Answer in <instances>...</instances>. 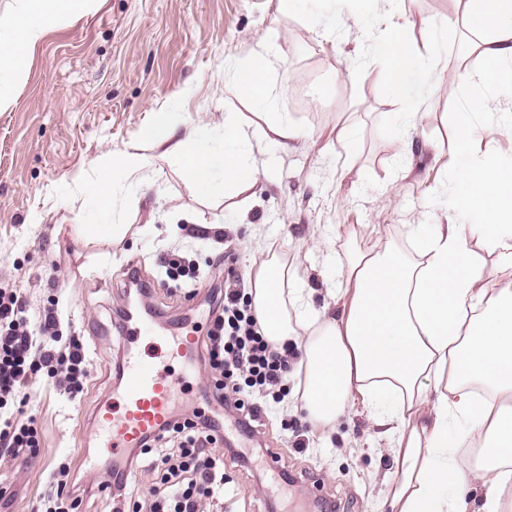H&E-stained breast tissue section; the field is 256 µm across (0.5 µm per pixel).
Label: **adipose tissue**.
<instances>
[{
	"label": "adipose tissue",
	"instance_id": "ef3b65f1",
	"mask_svg": "<svg viewBox=\"0 0 512 512\" xmlns=\"http://www.w3.org/2000/svg\"><path fill=\"white\" fill-rule=\"evenodd\" d=\"M0 15V109L9 107L32 50L82 0H17ZM372 0H315L309 30L327 41L348 15L371 11ZM458 17L483 62L450 80L461 92L448 158L457 177L449 194L454 216L444 224H410L405 247L376 239L362 248L365 224H340L353 248L337 264L332 302L313 311L311 291L287 256L251 265L250 296L264 336L275 346L300 343L301 401L320 428L335 427L351 403L362 402L375 426L395 442L394 512H512V162L494 145L476 151L478 122L492 113L512 134V99L490 93L512 85V0H456ZM382 64L399 123L390 137L403 156L414 153L413 129L439 90L437 65L407 36L405 11H371ZM178 113H153L139 138L183 163L199 196L250 192L257 172L238 152L220 154L180 135ZM497 255L486 263L484 252ZM438 393L422 412L424 391ZM472 439L481 459L460 448ZM481 485L484 500L467 493Z\"/></svg>",
	"mask_w": 512,
	"mask_h": 512
}]
</instances>
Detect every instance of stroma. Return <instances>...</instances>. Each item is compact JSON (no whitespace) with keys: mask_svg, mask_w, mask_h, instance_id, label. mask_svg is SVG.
<instances>
[{"mask_svg":"<svg viewBox=\"0 0 512 512\" xmlns=\"http://www.w3.org/2000/svg\"><path fill=\"white\" fill-rule=\"evenodd\" d=\"M309 0L286 8L280 0H88L85 8L50 29L33 49L15 101L0 112V288L20 295L31 320L61 313L59 348L79 337L91 376L77 399L40 374L29 404L41 441L35 458L0 459V512H35L47 474L65 459L99 457L101 472H83L85 493L77 512H110V460L88 438L97 409L116 386L114 359L122 348L118 313L128 268L149 287L145 303L173 327L196 321L206 335L209 288L227 275L246 277L267 251H283L312 288L314 309L328 303L336 278L329 252L344 255L340 224L376 225L382 238L404 239L408 224H442L454 173H439L435 149L447 145L460 105L457 89L440 88L424 106L427 118L411 159L388 147L395 109L370 55L368 20L350 22L341 38L318 43L305 15ZM463 27L449 25L432 55L440 79L456 64L480 68L466 54ZM274 48L267 104L258 108L233 85L236 70ZM365 71L352 81L348 68ZM179 113L181 133L207 132L225 119L248 129L243 147L258 172L248 194L203 198L177 157L148 152L139 175L113 169L112 158L137 144L154 112ZM285 116L312 133L293 148L276 144L268 130ZM352 135L337 139L340 126ZM108 181L106 211L94 198ZM193 217L195 229L172 237L169 225ZM120 224L106 239L78 235V224ZM176 258L205 280L189 294V277L170 279L165 260ZM271 403L257 433L235 443L246 456L277 452L278 473L264 465H224L227 492L210 512H391L395 477L391 442L361 404L334 429L317 428L296 395ZM303 437L306 448L293 446Z\"/></svg>","mask_w":512,"mask_h":512,"instance_id":"1","label":"stroma"}]
</instances>
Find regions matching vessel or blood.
Here are the masks:
<instances>
[{"instance_id": "1", "label": "vessel or blood", "mask_w": 512, "mask_h": 512, "mask_svg": "<svg viewBox=\"0 0 512 512\" xmlns=\"http://www.w3.org/2000/svg\"><path fill=\"white\" fill-rule=\"evenodd\" d=\"M154 330L152 319H126L122 333L129 348L121 367L123 382L111 404L101 406L93 422L91 437L102 452L115 457L139 447L146 436L159 433L169 422L183 393V377L172 374L173 364H183L184 376L198 375L192 362L193 337L158 336ZM141 342L164 348V357L145 358L137 349Z\"/></svg>"}]
</instances>
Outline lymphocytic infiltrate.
Masks as SVG:
<instances>
[{
  "label": "lymphocytic infiltrate",
  "mask_w": 512,
  "mask_h": 512,
  "mask_svg": "<svg viewBox=\"0 0 512 512\" xmlns=\"http://www.w3.org/2000/svg\"><path fill=\"white\" fill-rule=\"evenodd\" d=\"M216 316L203 337V362L215 376L213 383L220 408L236 412L243 427L259 421L269 400L288 393L293 346L276 348L258 326L244 283L228 277L215 299ZM59 318L48 310L38 327H30L20 298L0 289V457L25 459L35 456L40 435L34 417L25 408L30 402L25 389L32 376L46 372L56 387L70 398L84 391L90 363L78 337L66 349H58ZM219 416L197 412L173 415L164 434L179 437L174 452L156 453L161 435L145 438L130 449L122 465L112 467V512H202L205 501L224 493V454ZM138 470L159 475V486L134 496L128 487ZM39 512H76L82 502V480L69 463H60L50 475Z\"/></svg>",
  "instance_id": "1"
}]
</instances>
